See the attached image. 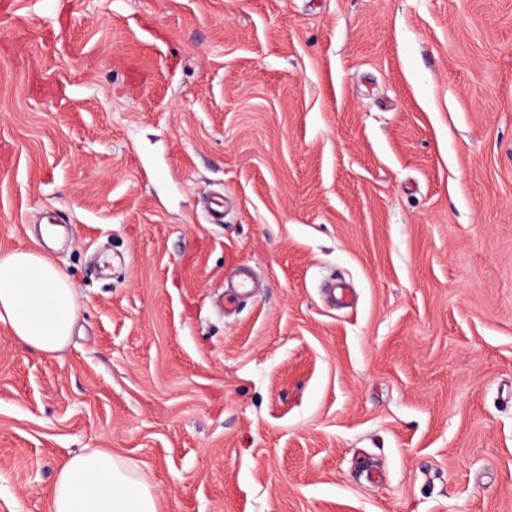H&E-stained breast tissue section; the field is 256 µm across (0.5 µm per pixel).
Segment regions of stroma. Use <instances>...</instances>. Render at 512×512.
I'll return each mask as SVG.
<instances>
[{"instance_id": "obj_1", "label": "stroma", "mask_w": 512, "mask_h": 512, "mask_svg": "<svg viewBox=\"0 0 512 512\" xmlns=\"http://www.w3.org/2000/svg\"><path fill=\"white\" fill-rule=\"evenodd\" d=\"M14 250L79 311L0 323V512L84 448L161 512H512V0H0Z\"/></svg>"}]
</instances>
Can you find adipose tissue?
<instances>
[{
    "label": "adipose tissue",
    "instance_id": "adipose-tissue-1",
    "mask_svg": "<svg viewBox=\"0 0 512 512\" xmlns=\"http://www.w3.org/2000/svg\"><path fill=\"white\" fill-rule=\"evenodd\" d=\"M78 290L47 256L0 254V322L23 344L47 356L69 344L78 317ZM53 512H160L153 486L108 448L71 456L50 491Z\"/></svg>",
    "mask_w": 512,
    "mask_h": 512
}]
</instances>
